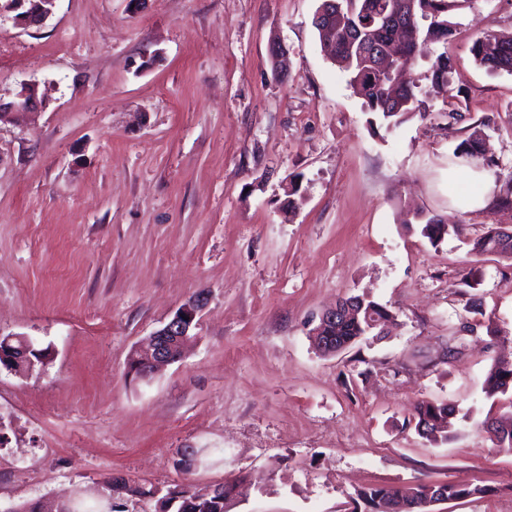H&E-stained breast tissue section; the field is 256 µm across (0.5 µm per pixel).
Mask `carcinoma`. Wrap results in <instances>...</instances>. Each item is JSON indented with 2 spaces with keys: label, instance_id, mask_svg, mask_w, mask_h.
<instances>
[{
  "label": "carcinoma",
  "instance_id": "carcinoma-1",
  "mask_svg": "<svg viewBox=\"0 0 512 512\" xmlns=\"http://www.w3.org/2000/svg\"><path fill=\"white\" fill-rule=\"evenodd\" d=\"M475 0H321L313 19L326 56L346 73L349 85L363 99L367 111L379 114L391 126H398L419 108L417 89L419 79L413 73L416 40L449 42L456 32L453 12L473 8ZM406 6L402 16L409 27L406 42L395 63L380 65L394 34V27L373 25L374 17L385 11ZM471 51L476 62L488 71L512 74V39L499 40L487 32L479 33ZM453 64L447 53L439 54L430 68L429 79L438 93L447 92L448 75ZM483 154L482 134L475 130L453 150L452 162L471 161ZM450 232L448 225L431 216L425 219L421 233L431 244L438 245ZM471 252L475 256L495 255L512 260V241L502 242L487 232L474 240ZM356 315L340 320L325 332L337 346L351 348L367 335L372 321H387L393 314L387 307L369 299L356 297ZM49 348L33 347L30 359L13 367L16 372H31L46 366ZM512 391V369L494 364L485 383L489 396L505 395ZM455 406L448 403L419 402L415 405L418 433L432 439L446 421L454 415ZM501 450L512 451V413L500 421L496 435L491 437ZM442 489L448 499L482 497L489 489L481 485L461 486L445 482ZM236 490L234 484H224L207 497L187 492L167 491L156 500L154 512H224V502ZM401 489L389 485H370L358 492L372 512H390V505ZM434 498L432 483L424 482L413 488L411 503L426 504Z\"/></svg>",
  "mask_w": 512,
  "mask_h": 512
}]
</instances>
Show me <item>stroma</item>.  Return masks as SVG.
Masks as SVG:
<instances>
[{
  "instance_id": "obj_1",
  "label": "stroma",
  "mask_w": 512,
  "mask_h": 512,
  "mask_svg": "<svg viewBox=\"0 0 512 512\" xmlns=\"http://www.w3.org/2000/svg\"><path fill=\"white\" fill-rule=\"evenodd\" d=\"M319 3L57 0L31 27L0 12V101L25 83L44 97L0 119V334L52 350L44 372H0V512H56L64 492L111 512L115 476L233 483L231 512H369L357 490L420 482L489 489L436 512H512V452L483 428L511 402L484 387L512 357V260L470 252L512 226L496 202L512 74L471 52L478 30L512 35V0H475L448 44L418 45L423 113L392 130L322 52ZM442 52L448 101L426 77ZM476 125L486 151L464 182L448 158ZM421 212L453 233L431 245ZM200 292L183 358L131 378V352ZM358 295L396 327L321 355L310 329ZM422 400L457 405L447 440L417 432ZM184 448L193 470L175 466Z\"/></svg>"
}]
</instances>
